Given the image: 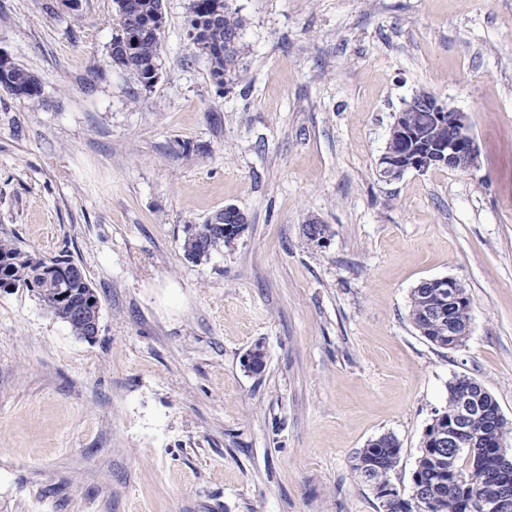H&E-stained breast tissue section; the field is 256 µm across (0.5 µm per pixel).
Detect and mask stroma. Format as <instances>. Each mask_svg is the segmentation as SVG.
<instances>
[{
    "instance_id": "stroma-1",
    "label": "stroma",
    "mask_w": 512,
    "mask_h": 512,
    "mask_svg": "<svg viewBox=\"0 0 512 512\" xmlns=\"http://www.w3.org/2000/svg\"><path fill=\"white\" fill-rule=\"evenodd\" d=\"M188 3L163 0L147 88L110 63L114 0H0V52L43 87L0 90V233L69 256L100 305L85 340L0 291V512H380L355 453L393 435L409 493L450 380L512 420V0H233L221 85ZM421 91L467 114L479 166L385 182ZM228 204L242 235L185 259ZM446 276L473 299L455 349L409 319ZM224 220L231 224H213V217L221 216V211L212 215L205 224H188L184 227V237L182 238L181 249L184 256L195 263L207 260L218 246L225 244L224 225L239 226L235 229H228V244L238 238L244 231L246 221L242 217V210L233 204L224 206ZM234 232V234H232ZM190 257V259L188 258Z\"/></svg>"
}]
</instances>
